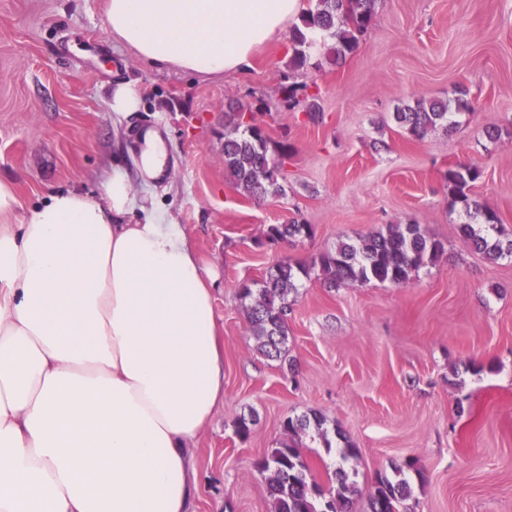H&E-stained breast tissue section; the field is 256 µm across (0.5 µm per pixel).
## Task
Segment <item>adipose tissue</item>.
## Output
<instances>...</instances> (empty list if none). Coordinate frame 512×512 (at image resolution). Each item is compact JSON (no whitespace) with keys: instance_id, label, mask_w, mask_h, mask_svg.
I'll list each match as a JSON object with an SVG mask.
<instances>
[{"instance_id":"obj_1","label":"adipose tissue","mask_w":512,"mask_h":512,"mask_svg":"<svg viewBox=\"0 0 512 512\" xmlns=\"http://www.w3.org/2000/svg\"><path fill=\"white\" fill-rule=\"evenodd\" d=\"M301 0H107V32L157 67L220 78L280 40ZM133 168L20 211L0 180V512H195L191 450L224 401L213 278L181 225L140 207ZM141 208V207H140Z\"/></svg>"}]
</instances>
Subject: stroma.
I'll return each mask as SVG.
<instances>
[{
    "label": "stroma",
    "mask_w": 512,
    "mask_h": 512,
    "mask_svg": "<svg viewBox=\"0 0 512 512\" xmlns=\"http://www.w3.org/2000/svg\"><path fill=\"white\" fill-rule=\"evenodd\" d=\"M106 0H0V179L23 207L52 187L95 194L113 161L132 165L135 130L170 140V168L152 196L193 237L217 274L214 307L224 337V402L200 433L196 512H271L255 464L284 437L287 417L314 411L358 449L365 512L377 473L413 460L416 512H512V259H487L461 238L443 174L481 168L473 192L512 234V0H377L375 25L338 65L304 69L323 118L286 107L263 113L272 140L296 147L284 193L256 200L224 169L228 101L272 98L288 42L260 49L250 67L221 78L158 68L112 44ZM131 82L140 111L109 107ZM463 88L475 106L452 132L413 141L390 121L415 99ZM502 128L500 137L486 130ZM313 225V238L256 246L270 224ZM412 221L445 246L403 286L376 281L325 287L318 273L292 296L293 370L255 349L238 297L278 261ZM482 364L472 372V364ZM256 412L248 440L240 416Z\"/></svg>",
    "instance_id": "obj_1"
}]
</instances>
